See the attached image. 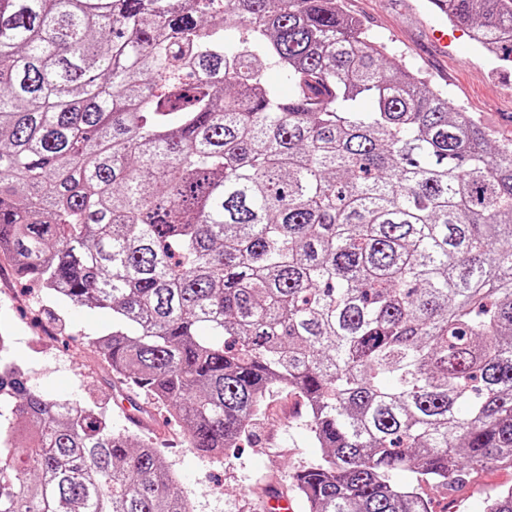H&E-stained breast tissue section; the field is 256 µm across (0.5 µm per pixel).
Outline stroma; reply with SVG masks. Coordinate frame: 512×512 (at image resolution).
I'll list each match as a JSON object with an SVG mask.
<instances>
[{
    "label": "stroma",
    "instance_id": "1",
    "mask_svg": "<svg viewBox=\"0 0 512 512\" xmlns=\"http://www.w3.org/2000/svg\"><path fill=\"white\" fill-rule=\"evenodd\" d=\"M419 2L342 0V7L390 48L395 64L420 71L445 88L452 106L468 112L494 143L511 141L512 65L482 55L466 29L444 27L438 17L422 13ZM111 322L103 311H58L37 289L16 280L10 259L0 256V328L14 338L10 359L36 392L77 403L87 397L111 401L113 427L135 439L140 429L127 414L144 404L143 393L133 386L116 392L94 354L75 349ZM148 421L162 434V459L193 512H261L271 496L292 500L294 512H304L291 490L292 475L311 464L318 450L306 427L303 402L293 392L273 393L241 447L220 458L189 448L179 428L168 424L165 408H152ZM509 485L512 468L490 467L459 490L424 482L420 491L432 512H484L486 499Z\"/></svg>",
    "mask_w": 512,
    "mask_h": 512
}]
</instances>
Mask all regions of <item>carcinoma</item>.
Returning a JSON list of instances; mask_svg holds the SVG:
<instances>
[{
  "label": "carcinoma",
  "mask_w": 512,
  "mask_h": 512,
  "mask_svg": "<svg viewBox=\"0 0 512 512\" xmlns=\"http://www.w3.org/2000/svg\"><path fill=\"white\" fill-rule=\"evenodd\" d=\"M446 2L512 61V0ZM0 253L112 314L84 346L190 448L298 394L308 512H431L394 473L512 468V143L338 0H0ZM0 401V512H192L106 408L1 357Z\"/></svg>",
  "instance_id": "carcinoma-1"
}]
</instances>
